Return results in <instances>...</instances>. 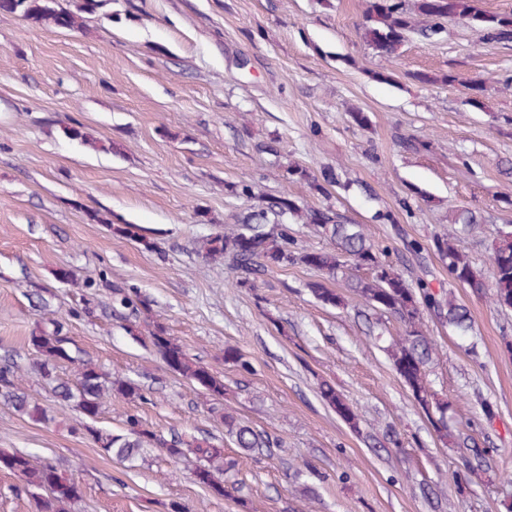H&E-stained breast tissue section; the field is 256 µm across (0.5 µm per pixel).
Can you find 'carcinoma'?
I'll return each instance as SVG.
<instances>
[{
    "instance_id": "carcinoma-1",
    "label": "carcinoma",
    "mask_w": 512,
    "mask_h": 512,
    "mask_svg": "<svg viewBox=\"0 0 512 512\" xmlns=\"http://www.w3.org/2000/svg\"><path fill=\"white\" fill-rule=\"evenodd\" d=\"M53 0H0V11L18 13L27 20L51 21L56 27L74 30L80 27L79 16L50 6ZM422 17L416 25L413 13ZM457 18L476 22L486 37L493 42L512 41V14L487 13L477 5V0H416L410 8L408 0H370L369 11L363 25V38L379 53L390 56L403 42L404 34L415 31L430 40L441 30L440 20ZM293 174L309 182L317 189L322 183L335 182V175L324 171L316 176L306 169H295ZM299 207L288 198L271 204V210L263 208L247 212L238 225L224 233H217L204 242L205 257L211 261H228L236 268L269 269L301 263L314 268L327 278L347 265L355 271L350 287L372 307L397 317L404 325V334L393 339L386 351L394 369L424 415L439 441L457 448L465 447L461 436L448 428V398L434 390L428 379L427 367L435 352L434 341L423 329L424 317L434 315L441 323L452 327L465 336L472 329L466 309L453 298L436 294L421 283L418 288L409 287L403 275L385 259L384 250L370 239L360 224H344L334 220L328 211L312 210L307 214L308 223L315 225L334 242L332 250H313L297 246L293 229L285 217ZM112 232L134 240L146 248L152 243L139 234L133 224L112 225ZM434 248L440 257L448 261V267L458 274L459 283L477 296L492 292L494 304L501 309H512V231H500L492 242L491 263L493 281L487 283L474 268L469 254L454 238H436ZM311 292L321 301L338 306L341 297L321 282L311 286ZM112 303L133 315L148 314L140 298L115 286ZM152 347L174 373L187 379L215 400L224 398V380L206 365L192 360L158 322L149 330ZM28 344L37 356L35 367L41 376L52 382L56 365L71 361L67 344L69 337L64 325L54 323L52 331L35 329L28 337ZM224 361L235 364L242 373L252 372L251 364L234 346L224 348ZM20 367L14 362L0 364V397L16 411L32 419L46 417L45 409L37 400L29 397L20 387ZM55 396L64 403L72 404L82 415L80 429L98 443L104 451L119 461L132 458L139 448L147 444L161 449L168 457L179 459L187 454L198 457L203 464L196 470V481L212 494L224 496V449L207 439L187 441L180 437L167 438L144 427L141 420L130 415L125 420V432L120 435L103 432L89 422L101 413L104 400L111 394L129 399L142 398L141 387L132 381L113 379L90 361L79 362L74 385L58 383ZM321 400L352 430L359 428V418L344 395L336 386L324 380L319 384ZM224 426L235 438L239 448L255 449L272 446L271 437L248 425L236 422L224 414ZM0 471H7L19 478L17 490L29 495L37 512H72L81 499L79 482L65 477L47 459H38L19 450L0 449Z\"/></svg>"
}]
</instances>
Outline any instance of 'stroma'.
Segmentation results:
<instances>
[{"mask_svg": "<svg viewBox=\"0 0 512 512\" xmlns=\"http://www.w3.org/2000/svg\"><path fill=\"white\" fill-rule=\"evenodd\" d=\"M97 2L85 14L84 0H56L82 14L75 31L0 12V363L21 364L23 388L48 412L34 420L0 402V448L79 480L73 512H512V310L451 280L433 246L455 235L452 210H472L484 222L462 245L492 280L491 243L512 229V42L447 18L435 43L411 32L387 59L362 37L369 0ZM472 82L485 88L483 109L469 103ZM295 167L335 181L318 191ZM244 183L263 202L297 204L288 223L299 246L329 247L305 212L332 209L366 225L409 285L429 282L465 306L464 337L427 318L429 373L452 431L485 451L481 481L464 482L472 452L437 440L389 361L402 324L360 299L348 269L326 281L301 264L249 273L205 259L204 239L245 214ZM115 224L139 227L153 250ZM88 280L105 286L90 293ZM321 280L342 305L312 294ZM114 285L135 289L223 378V401L127 333ZM92 295V316H70ZM61 317L74 359L144 393L109 396L95 428L119 434L135 415L158 433L215 438L235 462L223 496L196 482L195 456L146 448L122 464L78 430V411L55 401L26 343ZM228 346L251 373L225 362ZM73 361L56 377L73 380ZM323 380L346 396L358 430L321 401ZM227 412L274 448H238Z\"/></svg>", "mask_w": 512, "mask_h": 512, "instance_id": "35a3bbf8", "label": "stroma"}]
</instances>
